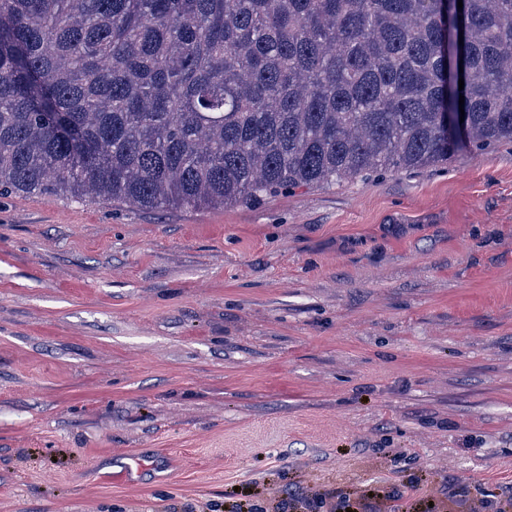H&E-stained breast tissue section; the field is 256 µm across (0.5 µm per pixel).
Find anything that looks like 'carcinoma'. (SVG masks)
Instances as JSON below:
<instances>
[{
  "label": "carcinoma",
  "mask_w": 512,
  "mask_h": 512,
  "mask_svg": "<svg viewBox=\"0 0 512 512\" xmlns=\"http://www.w3.org/2000/svg\"><path fill=\"white\" fill-rule=\"evenodd\" d=\"M449 113L512 141V0H0V194L243 204L442 164Z\"/></svg>",
  "instance_id": "obj_1"
}]
</instances>
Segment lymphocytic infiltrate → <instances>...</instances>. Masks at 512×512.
Masks as SVG:
<instances>
[{"mask_svg": "<svg viewBox=\"0 0 512 512\" xmlns=\"http://www.w3.org/2000/svg\"><path fill=\"white\" fill-rule=\"evenodd\" d=\"M227 512H512V490L477 497L469 482L453 475L447 486L415 501L397 490L368 484L345 490L302 484L274 497L255 484L242 488Z\"/></svg>", "mask_w": 512, "mask_h": 512, "instance_id": "1", "label": "lymphocytic infiltrate"}]
</instances>
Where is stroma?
<instances>
[{
  "label": "stroma",
  "mask_w": 512,
  "mask_h": 512,
  "mask_svg": "<svg viewBox=\"0 0 512 512\" xmlns=\"http://www.w3.org/2000/svg\"><path fill=\"white\" fill-rule=\"evenodd\" d=\"M452 474L512 486L511 141L225 208L0 197V512Z\"/></svg>",
  "instance_id": "obj_1"
}]
</instances>
